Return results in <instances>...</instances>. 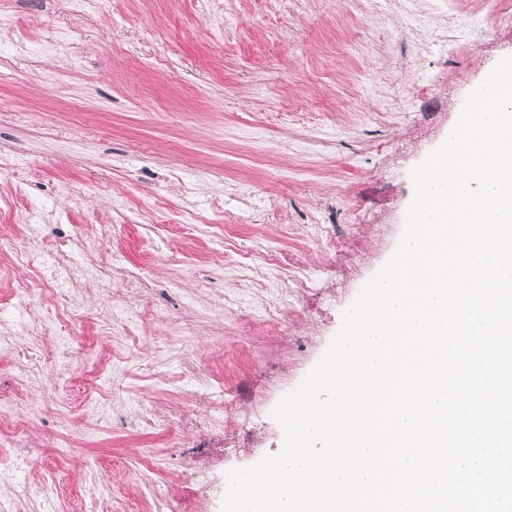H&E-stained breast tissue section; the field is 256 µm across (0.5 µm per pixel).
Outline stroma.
<instances>
[{"mask_svg":"<svg viewBox=\"0 0 512 512\" xmlns=\"http://www.w3.org/2000/svg\"><path fill=\"white\" fill-rule=\"evenodd\" d=\"M500 11L0 0V392L32 434L0 512H221L395 251L413 168L512 56V22L481 34ZM60 258L97 274L42 295ZM86 365L101 418L63 389Z\"/></svg>","mask_w":512,"mask_h":512,"instance_id":"obj_1","label":"stroma"}]
</instances>
